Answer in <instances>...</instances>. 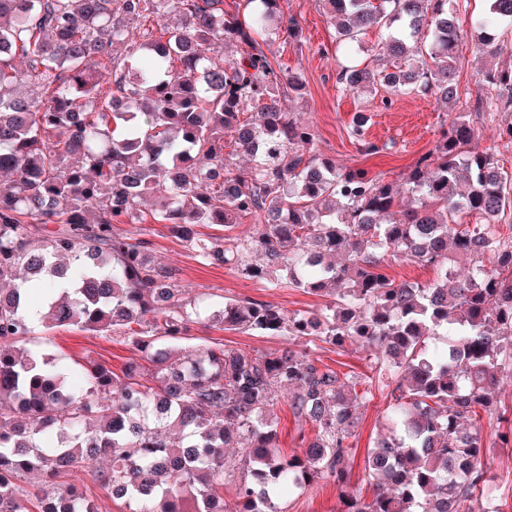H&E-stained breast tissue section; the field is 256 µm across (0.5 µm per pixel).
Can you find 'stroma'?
<instances>
[{
  "mask_svg": "<svg viewBox=\"0 0 512 512\" xmlns=\"http://www.w3.org/2000/svg\"><path fill=\"white\" fill-rule=\"evenodd\" d=\"M303 29L300 44L276 40L266 49L274 66L301 75L306 84L304 97L284 100L283 108L299 121L309 124L316 133L317 154L335 160L337 164L360 169L371 176L389 181L400 180L419 157L433 150L443 124L456 113H469L478 130L481 143L492 148L500 165L512 169V141L496 136L499 126L512 123V109L478 108L481 95L477 81L491 66H512V31L506 32L507 48L496 58L476 53L471 44H464L457 71L458 94L451 103H443L433 95L413 93L383 105L373 97L357 98L340 92L336 85V36L328 15L317 0H288ZM370 115L367 137L382 145V152L359 153L352 144L347 127L357 109ZM146 239L152 253L161 263L176 268L189 297L222 296L232 299L251 298L273 303L285 312L315 311L322 308L326 297L303 292L297 288L263 287L261 283L241 276L236 271L199 263L173 238L161 224L146 225ZM190 341L194 344L219 342L244 350L272 352L287 347L310 349L313 355L334 369L353 375L356 391L364 401L358 425L350 440V464L347 487L349 492L369 497L372 488L364 475V459L383 429L386 399L378 381V373L369 354L355 344L336 346L321 341L310 342L284 336H254L239 330H217L206 322L192 324ZM48 353L63 352L78 362L96 361L113 372H122L140 354L122 339H109L77 329H59L45 339ZM483 462L497 487L502 512H512V447L488 448ZM339 487L321 479L294 496L288 512H342Z\"/></svg>",
  "mask_w": 512,
  "mask_h": 512,
  "instance_id": "35a3bbf8",
  "label": "stroma"
}]
</instances>
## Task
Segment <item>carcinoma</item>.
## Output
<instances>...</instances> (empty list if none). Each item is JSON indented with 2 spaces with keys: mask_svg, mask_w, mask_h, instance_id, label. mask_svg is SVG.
<instances>
[{
  "mask_svg": "<svg viewBox=\"0 0 512 512\" xmlns=\"http://www.w3.org/2000/svg\"><path fill=\"white\" fill-rule=\"evenodd\" d=\"M284 2L239 0L232 14L224 0H0V283H12L0 291V512H96L60 479L102 456L101 485L136 512H285L316 478L346 485L355 383L306 351L182 343L200 312L151 242L119 228L146 223L266 288L344 285L316 311L226 299L207 320L371 352L389 427L365 458L372 497L349 496L345 512H501L482 450L512 440L475 415L505 420L494 386L512 380V235L500 225L512 175L463 113L400 186L313 153V127L280 107L305 84L261 47L301 41ZM319 2L336 47L360 49L375 29L374 61L392 60L341 65L342 91L453 100L457 0ZM148 22L158 35L132 39ZM499 23L512 24V0H487L474 48L495 55ZM481 91L512 105V68L488 69ZM367 123L355 113L349 136L377 152ZM246 218L252 232L231 234ZM209 224L225 234L200 231ZM388 257L436 276L398 282ZM64 327L118 336L141 361L118 375L28 340ZM285 393L314 429L288 458L273 425ZM227 448L254 482L226 501Z\"/></svg>",
  "mask_w": 512,
  "mask_h": 512,
  "instance_id": "cac0c4a2",
  "label": "carcinoma"
}]
</instances>
